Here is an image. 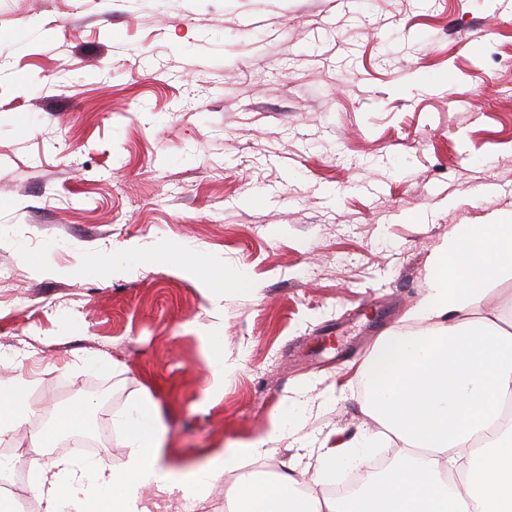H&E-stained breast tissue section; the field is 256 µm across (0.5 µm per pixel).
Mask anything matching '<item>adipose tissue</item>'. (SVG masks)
<instances>
[{
  "instance_id": "ef3b65f1",
  "label": "adipose tissue",
  "mask_w": 512,
  "mask_h": 512,
  "mask_svg": "<svg viewBox=\"0 0 512 512\" xmlns=\"http://www.w3.org/2000/svg\"><path fill=\"white\" fill-rule=\"evenodd\" d=\"M512 271V215L491 224H458L427 268L426 286L407 313L414 332L380 336L358 377L359 401L374 423L359 438L310 451L312 481L324 484L364 464L381 442L392 465L353 497L308 495L296 466L267 479L249 462L278 453L288 425L174 471L162 422L151 402H131L114 418L128 450L121 468L95 457L31 463L39 512H151L150 495L205 504L225 473L238 477L228 512H512V319L485 308L487 285Z\"/></svg>"
}]
</instances>
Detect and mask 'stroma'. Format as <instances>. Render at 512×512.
Wrapping results in <instances>:
<instances>
[{
  "label": "stroma",
  "mask_w": 512,
  "mask_h": 512,
  "mask_svg": "<svg viewBox=\"0 0 512 512\" xmlns=\"http://www.w3.org/2000/svg\"><path fill=\"white\" fill-rule=\"evenodd\" d=\"M512 213V0H0V377L37 455L156 403L179 464L363 433L359 367L454 225ZM139 250L137 270L113 259ZM243 273L217 301L187 251ZM220 328L226 381L203 341ZM86 407L84 404L77 402L74 404L72 409L68 412V414L62 418L58 423L59 432H63L68 436H74L70 438L68 444L72 449H78L85 452L93 453L97 451V443H107L109 442L108 437L112 438V434L110 431L100 432V434L96 437H85L76 436L85 431L86 427Z\"/></svg>",
  "instance_id": "1"
}]
</instances>
